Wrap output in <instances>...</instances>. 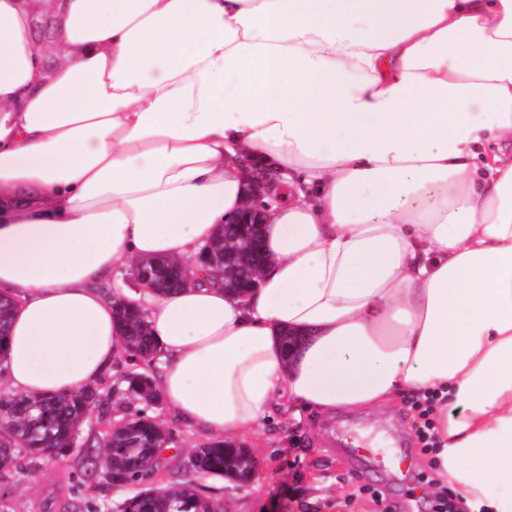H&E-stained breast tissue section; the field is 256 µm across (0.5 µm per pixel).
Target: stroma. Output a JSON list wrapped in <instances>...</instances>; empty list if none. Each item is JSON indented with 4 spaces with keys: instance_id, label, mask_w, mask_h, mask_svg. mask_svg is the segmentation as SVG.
I'll list each match as a JSON object with an SVG mask.
<instances>
[{
    "instance_id": "stroma-1",
    "label": "stroma",
    "mask_w": 512,
    "mask_h": 512,
    "mask_svg": "<svg viewBox=\"0 0 512 512\" xmlns=\"http://www.w3.org/2000/svg\"><path fill=\"white\" fill-rule=\"evenodd\" d=\"M155 416L174 435L173 449L154 484L183 480L192 448L204 434L182 422L169 405ZM417 411L407 397L371 410L321 414L275 407L246 440L258 466L254 481L239 487L211 476L198 480L200 491L222 504L224 512H433L439 490L437 456L423 451L414 423ZM64 456L24 465L0 479L16 512H88L135 493L132 485L90 487L88 445Z\"/></svg>"
}]
</instances>
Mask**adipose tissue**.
Masks as SVG:
<instances>
[{
	"label": "adipose tissue",
	"instance_id": "obj_1",
	"mask_svg": "<svg viewBox=\"0 0 512 512\" xmlns=\"http://www.w3.org/2000/svg\"><path fill=\"white\" fill-rule=\"evenodd\" d=\"M250 163L282 179L240 298L197 256ZM159 256L197 268L135 297L181 420L234 441L430 392L445 481L512 512V0H0V382L103 379L102 284Z\"/></svg>",
	"mask_w": 512,
	"mask_h": 512
}]
</instances>
